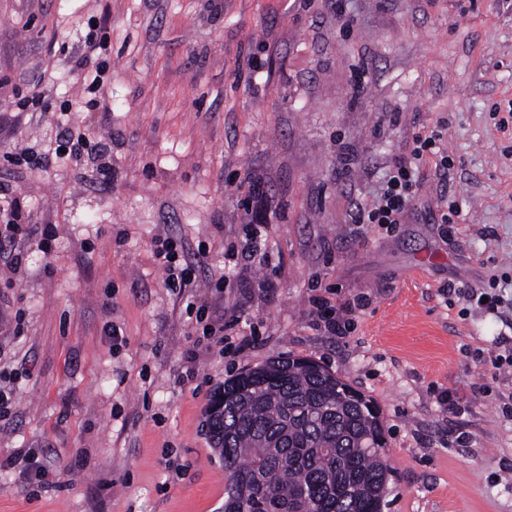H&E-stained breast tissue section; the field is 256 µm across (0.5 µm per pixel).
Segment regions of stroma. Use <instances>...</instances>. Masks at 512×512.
I'll return each mask as SVG.
<instances>
[{
  "instance_id": "obj_1",
  "label": "stroma",
  "mask_w": 512,
  "mask_h": 512,
  "mask_svg": "<svg viewBox=\"0 0 512 512\" xmlns=\"http://www.w3.org/2000/svg\"><path fill=\"white\" fill-rule=\"evenodd\" d=\"M107 18L98 100L69 59ZM39 94L38 105L25 101ZM100 143L24 177L16 142ZM440 130L405 224L351 221L415 135ZM53 225L20 240L0 279V512H224L213 394L249 367L312 358L378 405L391 467L383 512H512V308L470 312L442 288L505 284L512 299V0H0V186ZM462 213L441 224L440 198ZM274 270L223 278L245 225ZM180 244L194 282L172 293L154 242ZM364 298L344 336L309 299ZM212 319L252 324L242 350ZM119 328L121 345L106 331ZM452 391L461 407L436 402Z\"/></svg>"
}]
</instances>
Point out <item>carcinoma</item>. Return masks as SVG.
Segmentation results:
<instances>
[{"label": "carcinoma", "mask_w": 512, "mask_h": 512, "mask_svg": "<svg viewBox=\"0 0 512 512\" xmlns=\"http://www.w3.org/2000/svg\"><path fill=\"white\" fill-rule=\"evenodd\" d=\"M208 413L224 512H382L390 469L371 400L315 360L277 358L224 383Z\"/></svg>", "instance_id": "obj_1"}]
</instances>
